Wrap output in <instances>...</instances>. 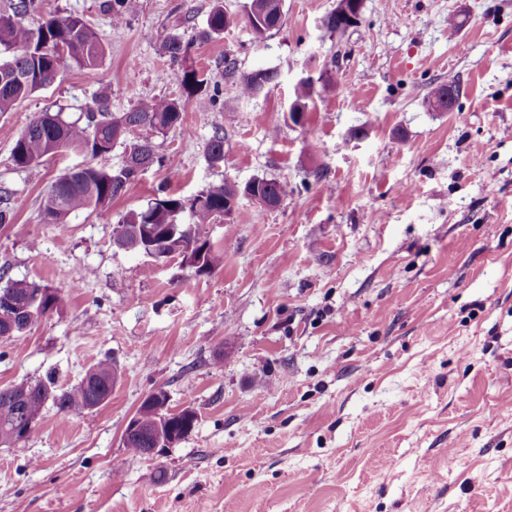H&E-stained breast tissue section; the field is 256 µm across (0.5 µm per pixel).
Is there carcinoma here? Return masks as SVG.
I'll use <instances>...</instances> for the list:
<instances>
[{"label":"carcinoma","instance_id":"cac0c4a2","mask_svg":"<svg viewBox=\"0 0 512 512\" xmlns=\"http://www.w3.org/2000/svg\"><path fill=\"white\" fill-rule=\"evenodd\" d=\"M347 3L351 14L335 9L326 15L324 26L332 33H342L351 27L350 17H359L361 0H341ZM106 8L116 24L124 23L138 8L137 0H106ZM226 13L222 0H214L206 27L199 33L201 40L219 38L226 28ZM247 23L258 39H263L283 24L282 0H250ZM65 50V57L55 48ZM191 42L177 33L165 36L162 52L180 66L182 84L187 99L151 98L140 101L126 112L112 113L101 105L86 115V122L66 121L61 113L44 112L34 119L16 139L11 160L18 168H29L44 157L66 149L80 150L97 158L112 152L117 144L136 149L141 164L146 167L156 162L152 135H159L176 125L182 118L186 104L206 110L216 101L217 94L207 92L208 80L191 62ZM104 57V48L87 22L75 14H57L46 17L40 12L38 0H0V112H8L20 100L50 85L59 66L69 62L80 68H95ZM224 76L236 81L237 90L244 98L258 94L273 84L277 71L263 69L248 75L238 73L237 63L224 58ZM460 87L450 80L436 86L428 98L435 112H446L459 99ZM127 127L120 139L114 138L115 127ZM207 156L212 162L224 160V131L214 129L207 143ZM136 177L131 170L97 168L88 164L71 174H63L52 183L43 201L48 222L63 224L78 212L104 208L113 199L124 194L127 185ZM258 191L273 205H278L288 194V184L275 179L257 178ZM226 180L209 186L192 198L159 197L147 207L128 215L116 225L113 243L127 249L129 227L145 224L153 228L148 236L147 252L170 249V242L182 241L193 245L192 253L203 255L196 274H210L219 257L209 240L199 229L224 216V201L229 195ZM10 299L15 309L8 311L0 305V337L19 339L34 321L60 307L58 292L47 286L26 281H12L0 288V302ZM114 363L100 361L89 368L82 379L69 388H57L54 381L31 383L22 381L0 388V445H13L27 437L28 431L41 419L47 404L66 416H79L86 410L106 403L112 395ZM136 416L140 428L127 434L124 445L139 456L143 449L153 447L149 432L157 422L176 428L181 436H188L196 422L185 414H172L165 401H144Z\"/></svg>","mask_w":512,"mask_h":512}]
</instances>
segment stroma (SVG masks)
<instances>
[{
  "label": "stroma",
  "instance_id": "obj_1",
  "mask_svg": "<svg viewBox=\"0 0 512 512\" xmlns=\"http://www.w3.org/2000/svg\"><path fill=\"white\" fill-rule=\"evenodd\" d=\"M223 2L234 24L201 41L212 0H139L119 26L103 0H39L83 17L105 56L0 112L15 209L0 267L62 297L25 337L0 338V388L70 387L104 359L121 377L102 406H46L28 438L0 445V512H512V0H362L342 34L323 26L339 0H283L260 42L250 0ZM173 30L216 104L155 136L158 162L109 206L48 223L60 174L119 167L125 148L20 169L16 139L41 113L81 119L99 98L118 113L183 97L160 50ZM228 57L242 73L277 69V83L239 97ZM451 79L456 106L433 111L429 92ZM262 177L287 196L241 199L203 228L220 257L209 275L112 242L155 198ZM160 388L198 420L152 460L122 434Z\"/></svg>",
  "mask_w": 512,
  "mask_h": 512
}]
</instances>
